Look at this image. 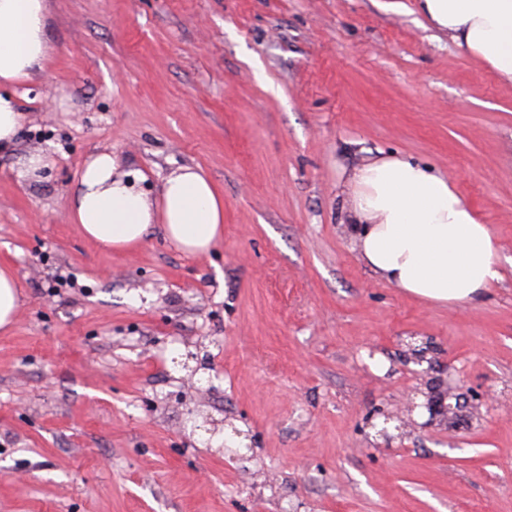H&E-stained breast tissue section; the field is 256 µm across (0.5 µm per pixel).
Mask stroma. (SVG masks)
Segmentation results:
<instances>
[{
    "label": "stroma",
    "instance_id": "obj_1",
    "mask_svg": "<svg viewBox=\"0 0 512 512\" xmlns=\"http://www.w3.org/2000/svg\"><path fill=\"white\" fill-rule=\"evenodd\" d=\"M388 2L47 0L0 152V512H512V86ZM98 151L154 192L201 167L223 238L88 239L69 198ZM381 151L448 172L503 280L440 304L365 265L338 179ZM440 377L456 421L398 430ZM51 160L48 155L35 152L24 157L17 171V176L21 180L34 181L39 180L43 170L49 168ZM18 285L13 273L0 268V328H7L14 322L18 307Z\"/></svg>",
    "mask_w": 512,
    "mask_h": 512
}]
</instances>
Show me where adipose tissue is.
<instances>
[{
    "instance_id": "1",
    "label": "adipose tissue",
    "mask_w": 512,
    "mask_h": 512,
    "mask_svg": "<svg viewBox=\"0 0 512 512\" xmlns=\"http://www.w3.org/2000/svg\"><path fill=\"white\" fill-rule=\"evenodd\" d=\"M430 25L512 85V0H418ZM46 0H0V86L31 79L49 56ZM108 152L83 165L70 199L87 238L125 251L153 226L181 251L203 255L224 233V199L203 172L172 170L159 193ZM361 260L404 292L435 303L480 297L502 274L498 244L448 174L378 155L341 179Z\"/></svg>"
}]
</instances>
